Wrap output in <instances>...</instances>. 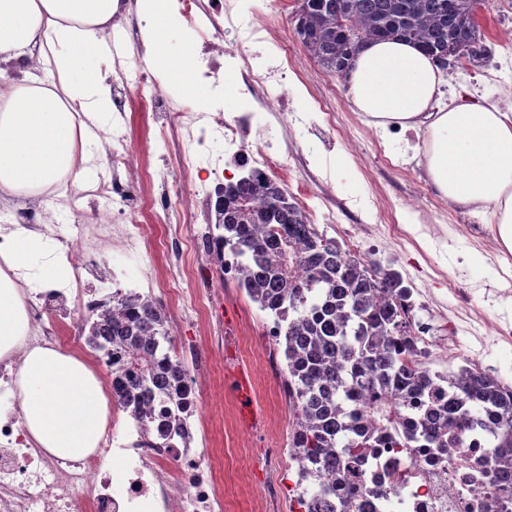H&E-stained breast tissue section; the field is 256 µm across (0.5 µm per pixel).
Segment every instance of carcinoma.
I'll use <instances>...</instances> for the list:
<instances>
[{
	"label": "carcinoma",
	"instance_id": "carcinoma-1",
	"mask_svg": "<svg viewBox=\"0 0 512 512\" xmlns=\"http://www.w3.org/2000/svg\"><path fill=\"white\" fill-rule=\"evenodd\" d=\"M295 32L323 70L340 75L376 39L413 41L434 56L452 48L475 63L482 0H299ZM206 244L237 259L233 280L279 329L296 407L288 447L314 464L313 493L359 491L364 449L446 448L483 434L491 457L512 459V389L473 364L423 370L406 357L409 321L397 309L400 281L308 224L277 182L249 171L224 185ZM306 275L300 278L296 269ZM85 343L112 371V397L132 412L158 399L160 439L185 435L188 367L150 295L122 301L88 322Z\"/></svg>",
	"mask_w": 512,
	"mask_h": 512
}]
</instances>
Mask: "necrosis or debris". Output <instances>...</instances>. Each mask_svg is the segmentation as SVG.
Listing matches in <instances>:
<instances>
[{
	"mask_svg": "<svg viewBox=\"0 0 512 512\" xmlns=\"http://www.w3.org/2000/svg\"><path fill=\"white\" fill-rule=\"evenodd\" d=\"M175 11L193 32L189 47L196 57L197 76L214 102L210 108L168 102V80L136 62L137 82L148 88L163 107L155 119L161 128L180 133L186 143L173 175L181 184L174 204L134 197L147 172L128 136L113 131L100 138L99 149L109 160L97 184L70 195L65 210L82 216L92 209L90 223L47 225L46 232L66 249L74 270L86 269L90 253L136 255L147 240L146 213L162 211L176 221L186 241H193L197 224L207 222L218 187L230 167L242 163L272 180L290 171L287 155L268 136L274 121L287 119L289 128L307 125V112L298 110L284 89L283 60H269L260 46L266 28L240 0H172ZM241 77L247 89L255 82L280 85L279 93L251 108L245 94L220 100L225 79ZM206 172L196 182L190 175ZM97 287H78L75 297L55 289L42 302L30 304V334L41 342L56 341L54 326L43 323L46 310L67 311L69 300L100 317L110 316L114 303H102L96 293L119 286L116 268L102 266ZM409 358L425 368L447 362L448 339L458 333L447 311L411 322ZM153 402H145L143 417L126 416L123 433H107L96 452L81 462L47 455L26 444L18 406L0 416V512H224V494L216 469L192 436L172 444L159 439L151 417ZM121 471H113V460ZM266 469L287 466L294 480L267 484L265 512H280L283 501L294 502L304 487L298 476L305 458L267 449ZM361 489L346 512H512V477L486 458L483 448H372L360 467ZM293 512H304L297 507Z\"/></svg>",
	"mask_w": 512,
	"mask_h": 512,
	"instance_id": "necrosis-or-debris-1",
	"label": "necrosis or debris"
}]
</instances>
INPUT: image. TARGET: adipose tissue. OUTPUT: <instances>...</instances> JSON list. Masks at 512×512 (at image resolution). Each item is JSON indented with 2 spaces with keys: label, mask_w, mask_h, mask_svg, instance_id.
<instances>
[{
  "label": "adipose tissue",
  "mask_w": 512,
  "mask_h": 512,
  "mask_svg": "<svg viewBox=\"0 0 512 512\" xmlns=\"http://www.w3.org/2000/svg\"><path fill=\"white\" fill-rule=\"evenodd\" d=\"M161 0H0V61L51 55L58 79L45 87L33 73L9 78L0 69V203L18 194L41 195L62 178L82 186L90 151L77 138L113 109L105 68L112 61L106 37L119 12H159ZM167 33L156 23L144 40L149 65L174 72L192 89L191 56L168 57ZM444 76L431 56L409 42H367L352 59L347 94L369 124L416 131L426 175L443 199L493 227L512 252V113L494 104L458 96L435 109ZM8 265L0 270V356L29 332L21 282L45 285L68 280L62 256L33 266L44 251L41 233L7 229ZM16 399L23 428L34 447L71 461L98 448L110 422L109 391L79 354L52 345L31 347L17 373Z\"/></svg>",
  "instance_id": "obj_1"
}]
</instances>
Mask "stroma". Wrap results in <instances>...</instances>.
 <instances>
[{
	"mask_svg": "<svg viewBox=\"0 0 512 512\" xmlns=\"http://www.w3.org/2000/svg\"><path fill=\"white\" fill-rule=\"evenodd\" d=\"M296 0H288L280 13L269 17V47L272 55H287V87L298 109L311 112L303 133L283 127L271 135L286 148L294 175L310 204L334 207L339 223L321 225L326 237L343 247L366 255L383 270L394 273L403 287L421 289L428 305L417 308V318H427L432 304L447 307L450 319L512 321V297L496 304L483 299L485 287L512 290V252L495 239L488 225L472 219L459 224L448 217V202L439 198L427 213L407 209L406 200L418 192L427 177L412 148L414 137L391 126L379 129L354 112L341 77L325 73L305 52L295 33ZM484 34L485 56L477 64L455 68L444 87L446 95L469 94L487 99L502 111L512 113V83L499 82V75L512 69V0H488L479 11ZM130 132L138 157L151 178L142 194L160 199L174 198L177 186L165 173L182 149V139L174 132L160 131L147 111L133 110ZM377 197L392 223L400 225L403 238L384 233L377 216L359 211L357 203ZM149 263L138 258L111 256L121 265L140 292L152 296L163 311H170L176 299L166 283L173 250L183 255L186 283L207 282L195 263V248L184 241H166L153 234L147 244ZM475 255L469 266H461L463 254ZM214 290L231 294L224 306L222 338L204 317H186L180 325L175 345L197 341L207 347L222 346L210 387L204 395V423L194 424L195 445L205 449L218 466L227 512H261L260 492L268 475L255 470L263 449L284 446L288 436L289 411L275 394L273 381L264 379L258 366V342L265 315L232 281L212 282ZM468 356L492 365L495 374L512 384V342L489 343L478 336L462 337ZM251 370L250 387L262 422L249 429L241 418L232 381L240 367ZM252 430L251 443H242L239 434Z\"/></svg>",
	"mask_w": 512,
	"mask_h": 512,
	"instance_id": "1",
	"label": "stroma"
}]
</instances>
